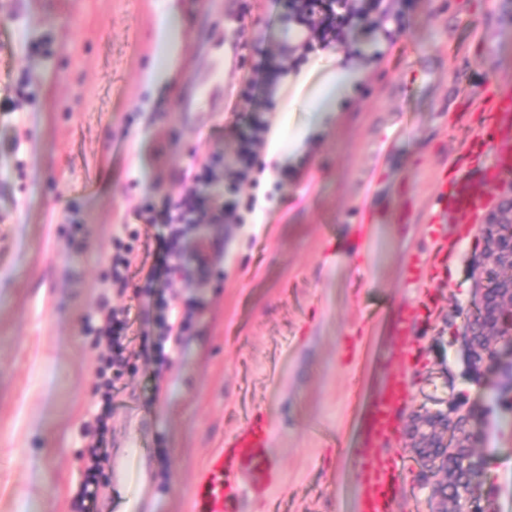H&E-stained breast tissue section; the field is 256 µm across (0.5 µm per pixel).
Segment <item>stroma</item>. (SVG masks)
Segmentation results:
<instances>
[{"label": "stroma", "instance_id": "35a3bbf8", "mask_svg": "<svg viewBox=\"0 0 512 512\" xmlns=\"http://www.w3.org/2000/svg\"><path fill=\"white\" fill-rule=\"evenodd\" d=\"M186 18L176 79L152 90L166 0H0V512H192L191 487L227 438L268 421L280 480L244 493L241 512H357L353 450L387 348V321L416 298L410 255L428 254L444 170L487 121L490 91L512 85V0H391L358 33L385 27L364 57L370 77L295 172L240 195L239 224H203L215 275L166 281L154 294L104 293L117 224L142 199L182 189L210 156L233 171L235 113L300 127L255 71L283 59V0H178ZM86 236L69 246L65 209ZM479 227L456 234L434 310L418 331L412 397L396 446L405 463L396 512H430L407 433L414 414L461 410L493 459L483 491L512 512V372L468 364L465 317L475 295ZM200 310L171 367L157 368L158 295ZM130 306V367L112 389L106 458L94 500L75 497L99 400L98 352L84 320L101 298ZM134 463L140 484L124 473Z\"/></svg>", "mask_w": 512, "mask_h": 512}]
</instances>
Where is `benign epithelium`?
<instances>
[{"mask_svg":"<svg viewBox=\"0 0 512 512\" xmlns=\"http://www.w3.org/2000/svg\"><path fill=\"white\" fill-rule=\"evenodd\" d=\"M511 222L512 204L489 210L481 229L483 250L475 259L478 313L465 331L468 359L475 370L501 368L503 351H512V238L501 234V225ZM491 273L497 278L488 288L486 277ZM412 436V449L425 468L442 474L431 489L434 512H461L464 482L481 484L484 475L483 458L475 451L480 436L471 430L469 415L439 413L418 419Z\"/></svg>","mask_w":512,"mask_h":512,"instance_id":"benign-epithelium-1","label":"benign epithelium"}]
</instances>
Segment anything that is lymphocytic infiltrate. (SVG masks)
I'll return each instance as SVG.
<instances>
[{"label":"lymphocytic infiltrate","instance_id":"lymphocytic-infiltrate-1","mask_svg":"<svg viewBox=\"0 0 512 512\" xmlns=\"http://www.w3.org/2000/svg\"><path fill=\"white\" fill-rule=\"evenodd\" d=\"M286 7L302 20L316 12H324V19L311 28L314 39L324 48L343 42L346 32L355 25L357 19L348 0H287ZM243 121V127L238 130L240 151L236 179L225 184L223 193L206 198L198 190L199 183L212 181L214 170L221 163L220 158L213 156L198 170L184 173L182 192L168 198L162 209H155L152 203L147 202L134 212L136 219L142 223L160 222L165 225L168 236L164 246L168 270L172 274L186 273L192 269L204 276L212 273L208 259L200 253L187 256L181 249V242L193 234L202 222L233 223L240 192L238 182L252 170L257 150L264 145L269 131L268 122L258 117L247 115ZM137 237L138 233L134 230L127 231L123 236H113L109 271L101 280L105 291L121 295L128 289L134 253L132 242ZM163 307L165 314L159 321L158 338L152 344V351L158 364L167 365L180 351L197 308L193 305L182 308L172 301L164 302ZM129 315V307H115L105 302L97 315L86 318L84 322V333L94 336L96 342L105 346L99 356V374L103 379L104 392L100 411L95 416V430L100 434L105 432L111 413L113 381L122 376L128 365L121 338L129 327Z\"/></svg>","mask_w":512,"mask_h":512}]
</instances>
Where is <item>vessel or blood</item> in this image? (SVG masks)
Here are the masks:
<instances>
[{"label": "vessel or blood", "instance_id": "b4317fda", "mask_svg": "<svg viewBox=\"0 0 512 512\" xmlns=\"http://www.w3.org/2000/svg\"><path fill=\"white\" fill-rule=\"evenodd\" d=\"M489 121L481 138L489 153L481 162L479 178L455 170L451 184L435 194L437 224L429 236L433 258L448 252V233L440 227L448 214L477 218L494 186L512 172V86L492 93ZM417 303L401 306L392 322L385 353L374 360L382 385L368 399L361 421V441L354 452L359 486V512H395L401 494L399 454L392 445L400 428V412L410 397L408 365L418 350ZM271 429L263 422L249 423L224 449L210 458L191 490L192 512H241L242 492L265 493L279 479L268 443Z\"/></svg>", "mask_w": 512, "mask_h": 512}]
</instances>
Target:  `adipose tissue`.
Returning <instances> with one entry per match:
<instances>
[{"mask_svg":"<svg viewBox=\"0 0 512 512\" xmlns=\"http://www.w3.org/2000/svg\"><path fill=\"white\" fill-rule=\"evenodd\" d=\"M184 16L177 4H170L165 15L160 40L164 56L156 57L148 80L155 85L171 83L176 69L169 57L179 44ZM365 69L341 50L318 52L299 70L285 73L277 95L283 112H306L311 120L302 129L281 133L273 130L267 144V161L285 168L295 164L308 148V138L318 136L337 122L348 101L363 84Z\"/></svg>","mask_w":512,"mask_h":512,"instance_id":"obj_1","label":"adipose tissue"}]
</instances>
